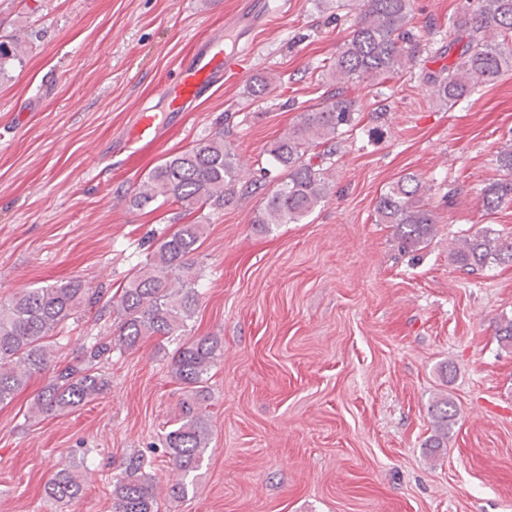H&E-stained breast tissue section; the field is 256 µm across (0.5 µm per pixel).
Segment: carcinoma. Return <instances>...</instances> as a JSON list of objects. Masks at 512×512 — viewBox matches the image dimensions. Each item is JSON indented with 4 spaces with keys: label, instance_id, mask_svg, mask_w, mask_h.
I'll return each mask as SVG.
<instances>
[{
    "label": "carcinoma",
    "instance_id": "obj_1",
    "mask_svg": "<svg viewBox=\"0 0 512 512\" xmlns=\"http://www.w3.org/2000/svg\"><path fill=\"white\" fill-rule=\"evenodd\" d=\"M412 13L413 0H362L349 36L329 66L336 87L304 109L288 134L267 149L284 178L266 195L255 216L259 231L297 223L327 197V163L336 155V136L355 121L358 111L347 84L395 79L415 60L420 48L408 28ZM29 49L30 41L21 33L0 35L1 80L23 66ZM444 53L452 61L430 74L428 83L432 95L445 105L512 71V0H466L448 31ZM274 85L275 78L260 75L248 93L260 98L271 93ZM497 163L502 177L481 192L488 215L512 202V147L498 152ZM244 193L248 187L241 185L235 153L224 140V130L218 129L191 148L161 159L130 203L141 208L159 199L173 200L192 214L205 207L222 208ZM424 194L421 181L408 174L393 182L376 202V223L392 225L404 253L421 250L434 234L437 220ZM204 234L203 224L178 225L159 241L152 257L120 293L107 299L101 290L87 288L77 278L0 298V404L10 402L28 377L49 368L56 331L88 307L101 305V317L116 315V337L95 340L80 356L57 367L34 403L38 413L71 409L106 391L109 381L100 363L112 354V345L133 347L145 336L180 335L198 304L195 256ZM451 260L468 272L491 264L512 266V234L487 226L461 239ZM222 354L217 337L195 336L186 339L172 357V375L184 389L177 423L165 435L168 453L180 473L170 487L173 497L187 494L186 479L195 476L209 448L210 430L202 405L208 398V374ZM456 416L455 404L446 398L431 406L435 434L428 447H443ZM82 490L75 465L60 466L49 484V495L58 502L74 500ZM112 509L159 512L155 477L145 456L134 454L126 461L122 476L112 485Z\"/></svg>",
    "mask_w": 512,
    "mask_h": 512
}]
</instances>
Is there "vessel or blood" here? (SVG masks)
<instances>
[{
	"label": "vessel or blood",
	"mask_w": 512,
	"mask_h": 512,
	"mask_svg": "<svg viewBox=\"0 0 512 512\" xmlns=\"http://www.w3.org/2000/svg\"><path fill=\"white\" fill-rule=\"evenodd\" d=\"M247 59V51L237 42L225 47L210 43L197 49L179 81L162 89L168 112L193 111L215 86L237 79ZM163 127L153 108L143 109L127 143L133 146L158 142L164 133Z\"/></svg>",
	"instance_id": "b4317fda"
}]
</instances>
